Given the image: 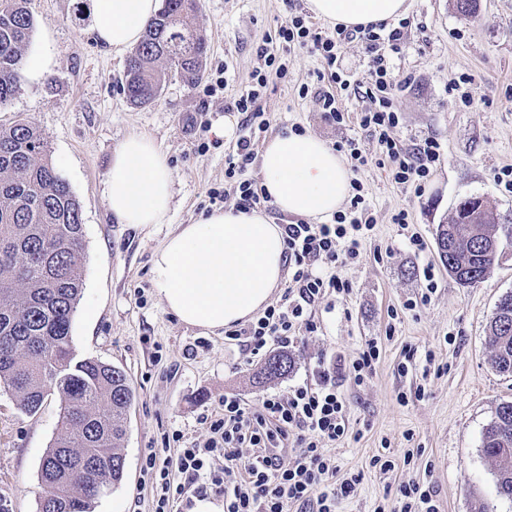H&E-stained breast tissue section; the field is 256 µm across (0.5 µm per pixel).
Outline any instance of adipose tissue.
I'll list each match as a JSON object with an SVG mask.
<instances>
[{"mask_svg":"<svg viewBox=\"0 0 512 512\" xmlns=\"http://www.w3.org/2000/svg\"><path fill=\"white\" fill-rule=\"evenodd\" d=\"M311 14L333 26L364 28L402 16L408 0H307ZM96 40L120 52L139 42L158 0H91ZM261 184L284 213L325 220L350 192L351 174L321 138L274 136L260 154ZM174 178L155 142L126 136L115 148L105 183L108 210L122 224L167 223ZM284 234L263 211L228 207L182 224L155 252L151 273L164 308L183 324L216 332L265 309L284 278Z\"/></svg>","mask_w":512,"mask_h":512,"instance_id":"adipose-tissue-1","label":"adipose tissue"}]
</instances>
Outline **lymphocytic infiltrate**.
I'll return each mask as SVG.
<instances>
[{"label": "lymphocytic infiltrate", "instance_id": "1", "mask_svg": "<svg viewBox=\"0 0 512 512\" xmlns=\"http://www.w3.org/2000/svg\"><path fill=\"white\" fill-rule=\"evenodd\" d=\"M407 27L404 20L390 29L379 24L351 32L339 26L329 35L297 8H290L277 29L275 44L258 49L262 67L252 72L247 88L230 106L242 120L236 148L225 160L224 179L234 184L238 207L259 209L270 200L262 185L243 179L242 173L254 160L255 134L267 132L270 126L256 101L271 81L288 76V65L276 48L280 42L326 62L331 89L314 91L304 84L298 95L315 96L328 123L342 127L353 118L342 108L339 92L368 100V107L354 118L372 133L375 156L364 155L352 138L336 142V151L346 152L353 168L373 160L388 168L395 183L424 187L440 157L439 143L428 136L406 149L396 137L400 116L390 60L401 52ZM357 39L370 55L371 81L364 87L352 82L342 65L344 45ZM351 188L347 207L337 211L331 222L300 220L285 225L290 277L282 303L268 307L247 327L227 333L229 339L242 340L250 355H260L274 344L288 346L299 332H316L308 308L329 293L351 292V282L338 270L359 261L362 244L375 227L363 184L355 179ZM336 371L335 362L318 359L309 381L293 386L287 396L267 395L255 408L239 397H225L222 411L205 421L209 437L204 444L181 446L173 458L151 452L143 471L156 491L153 512H186L184 497L190 491L200 497L211 493L222 497L224 512H289L297 504L308 512H336L337 499L349 497L355 489L351 479L336 486L328 483L336 473V459L325 445L348 434L347 406L337 390ZM291 436L297 443L292 453L284 447ZM177 473L182 483H175Z\"/></svg>", "mask_w": 512, "mask_h": 512}]
</instances>
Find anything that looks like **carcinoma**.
<instances>
[{
  "mask_svg": "<svg viewBox=\"0 0 512 512\" xmlns=\"http://www.w3.org/2000/svg\"><path fill=\"white\" fill-rule=\"evenodd\" d=\"M30 4L0 0V109L22 89L34 29ZM206 53L198 0H163L127 60V102L152 103L173 77L195 85ZM435 236L447 243L438 254L448 274L473 286L502 263L500 239L512 241V222L483 198L469 196L457 203L451 223L437 225ZM83 251L81 204L55 170L48 142L25 118L0 125V387L29 416L51 394L60 401L36 512H94L97 499L125 472L122 448L135 392L123 369L81 358L72 345ZM487 333L492 367L512 377V292L499 299ZM291 366L281 351L261 366L256 383L277 379ZM481 448L494 466L497 497L512 501V401L497 407Z\"/></svg>",
  "mask_w": 512,
  "mask_h": 512,
  "instance_id": "obj_1",
  "label": "carcinoma"
}]
</instances>
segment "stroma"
Wrapping results in <instances>:
<instances>
[{"mask_svg": "<svg viewBox=\"0 0 512 512\" xmlns=\"http://www.w3.org/2000/svg\"><path fill=\"white\" fill-rule=\"evenodd\" d=\"M88 0H32L35 26L26 60L51 54L54 66L0 110V124L23 117L48 140L51 160L82 206L85 256L81 300L72 323L79 357L125 370L136 399L128 413L125 477L102 496L95 512H152V490L142 467L151 449L177 445L181 433L205 443L203 416L234 394L258 406L269 394H287L307 380L320 354L348 363L365 344L378 340L380 359L361 386L338 377L349 408V433L330 444L337 479L357 477L354 493L338 500L336 512H374L396 506L399 485L409 480L433 486L439 512H512L495 494L494 470L481 452L482 433L500 403L512 401V377L489 364L487 326L498 299L512 291L511 258L472 287L458 285L441 264L434 230L466 196L483 198L512 220V194L501 191L496 173L512 165V0H479L463 16L454 0H412L406 44L391 65L398 82L401 122L397 137L410 148L427 136L440 157L422 191L391 181L385 167L368 163L357 179L368 190L376 218L372 241L357 264L341 268L349 295H326L311 309L318 330L290 347L295 359L284 378L255 384L264 356L247 358L221 333L186 326L166 312L151 281L156 250L180 224L216 211L209 190L224 191L225 156L238 138L240 114L229 105L260 67L257 49L286 18L283 0H200L208 42L203 77L194 86L170 79L153 103L133 107L122 92L127 53L99 45ZM288 77L270 82L258 105L269 117V135L302 126L327 144L353 138L363 154L375 143L357 123L337 128L323 119L314 97L300 85L317 86L327 65L316 55L280 47ZM225 68L223 90L204 91L217 68ZM473 76L471 105L453 82ZM149 136L165 154L174 176V201L165 224L118 223L106 207L104 189L118 143L128 134ZM210 145L207 152L198 142ZM409 228L394 224L400 211ZM419 233L426 250L416 255L406 235ZM391 248L377 256L376 247ZM432 263L438 288L429 303L412 310L404 302L422 284V266ZM408 403H400L399 393ZM60 402L49 396L33 416L20 412L0 389V500L9 512H36L42 491L40 466L53 440ZM409 457L384 472L374 456Z\"/></svg>", "mask_w": 512, "mask_h": 512, "instance_id": "35a3bbf8", "label": "stroma"}]
</instances>
